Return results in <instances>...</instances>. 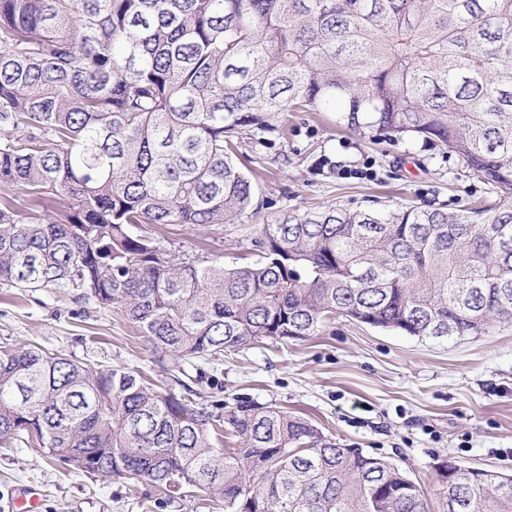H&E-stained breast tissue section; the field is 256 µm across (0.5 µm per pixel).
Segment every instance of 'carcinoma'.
I'll return each mask as SVG.
<instances>
[{
    "label": "carcinoma",
    "instance_id": "cac0c4a2",
    "mask_svg": "<svg viewBox=\"0 0 512 512\" xmlns=\"http://www.w3.org/2000/svg\"><path fill=\"white\" fill-rule=\"evenodd\" d=\"M290 112L431 142L487 196L282 209L246 265L134 232L260 216L270 201L235 157ZM0 288L117 305L172 364L155 387L0 347V444L224 512H427L393 462L271 405L218 412L180 376L338 314L422 340L512 321V0H0ZM226 429L242 447L218 452ZM439 475L448 512H512V476Z\"/></svg>",
    "mask_w": 512,
    "mask_h": 512
}]
</instances>
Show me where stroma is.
I'll use <instances>...</instances> for the list:
<instances>
[{"label": "stroma", "instance_id": "stroma-1", "mask_svg": "<svg viewBox=\"0 0 512 512\" xmlns=\"http://www.w3.org/2000/svg\"><path fill=\"white\" fill-rule=\"evenodd\" d=\"M258 172L259 195L275 209H321L435 200L456 210L486 186L432 144L355 133L331 112H297L288 135L237 159ZM259 225L143 224L161 252L192 260L258 259ZM32 344L98 369L137 368L166 379L121 311L52 291L0 288V346ZM185 369L195 399L233 409L243 400L301 415L337 442L391 460L423 491L429 512H447L441 462L512 473V323L461 339L422 340L337 317L316 337L272 341ZM38 512H224L199 492L158 494L137 479L113 481L46 460L25 445L0 444V512L25 486Z\"/></svg>", "mask_w": 512, "mask_h": 512}]
</instances>
